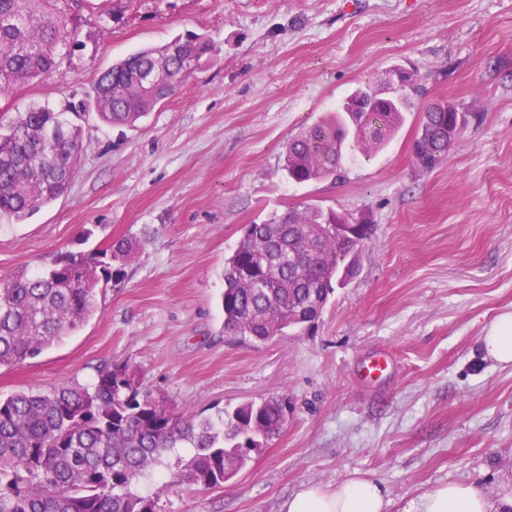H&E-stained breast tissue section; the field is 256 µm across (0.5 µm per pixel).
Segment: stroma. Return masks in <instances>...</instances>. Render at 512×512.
<instances>
[{
  "instance_id": "1",
  "label": "stroma",
  "mask_w": 512,
  "mask_h": 512,
  "mask_svg": "<svg viewBox=\"0 0 512 512\" xmlns=\"http://www.w3.org/2000/svg\"><path fill=\"white\" fill-rule=\"evenodd\" d=\"M78 43L9 97L0 116L89 99L112 63L189 32L217 47L134 127L78 119L85 151L67 192L0 221V274L121 238L139 248L97 313L38 358L0 369V396L93 383L128 362L177 410L212 416L286 395L280 436L222 487L153 479L158 512H281L306 484L378 480L389 512H415L447 483L492 506L512 494V365L479 339L512 312V0H65ZM416 68L425 87L405 125L343 177L288 182L283 145L360 83ZM468 116L435 170L411 144L431 103ZM317 206L372 226L358 275L306 336L260 344L224 333V259L244 225ZM390 355L370 384L365 363Z\"/></svg>"
}]
</instances>
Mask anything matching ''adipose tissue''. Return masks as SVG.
<instances>
[{
    "label": "adipose tissue",
    "instance_id": "obj_1",
    "mask_svg": "<svg viewBox=\"0 0 512 512\" xmlns=\"http://www.w3.org/2000/svg\"><path fill=\"white\" fill-rule=\"evenodd\" d=\"M485 355L512 364V313L497 316L480 338ZM390 501L380 483L352 478L336 485H305L285 501L282 512H387ZM486 496L468 484H445L423 495L418 512H488Z\"/></svg>",
    "mask_w": 512,
    "mask_h": 512
}]
</instances>
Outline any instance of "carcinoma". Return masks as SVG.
Wrapping results in <instances>:
<instances>
[{
  "label": "carcinoma",
  "mask_w": 512,
  "mask_h": 512,
  "mask_svg": "<svg viewBox=\"0 0 512 512\" xmlns=\"http://www.w3.org/2000/svg\"><path fill=\"white\" fill-rule=\"evenodd\" d=\"M59 0H0V98L46 73L77 36ZM214 51L196 33L142 49L99 77L94 107L102 121L133 127L175 95ZM401 84L383 92L364 83L336 109L289 138L284 170L295 184L336 178L344 156L376 154L404 125L421 94L415 71L396 68ZM466 114L442 101L422 112L415 165L443 163ZM84 151L81 129L47 106H33L0 133V217L22 221L69 187ZM348 217L318 207L290 209L247 224L225 258L224 333L265 343L304 336L334 293L355 278L370 236L337 235ZM134 244L60 254L41 272L0 274V367L39 356L97 312L99 288L124 277ZM288 401L272 396L215 417L176 415L145 388L137 371L112 363L88 386L66 385L0 397V512H158L157 498L134 489L174 448L192 454L175 475L201 489L224 485L279 435Z\"/></svg>",
  "instance_id": "cac0c4a2"
}]
</instances>
